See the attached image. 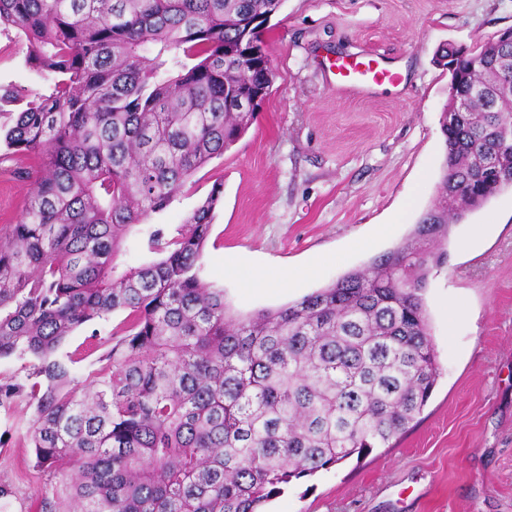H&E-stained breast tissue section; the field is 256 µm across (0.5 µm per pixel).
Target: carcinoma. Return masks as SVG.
Returning <instances> with one entry per match:
<instances>
[{
    "label": "carcinoma",
    "mask_w": 512,
    "mask_h": 512,
    "mask_svg": "<svg viewBox=\"0 0 512 512\" xmlns=\"http://www.w3.org/2000/svg\"><path fill=\"white\" fill-rule=\"evenodd\" d=\"M283 0H0L47 94L0 89L8 151L33 161L19 223L0 234V406L34 407L27 441L46 476L39 512H260L294 480L390 447L440 367L423 292L449 225L512 189V28L437 62L460 95L411 240L275 310L241 315L201 259L216 184L186 223L150 224L256 119L231 95L268 90V53L240 69L241 17ZM151 257L121 261L129 243ZM126 312L80 379L60 353L78 328Z\"/></svg>",
    "instance_id": "cac0c4a2"
}]
</instances>
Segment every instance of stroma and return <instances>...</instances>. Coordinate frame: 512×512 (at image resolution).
Returning a JSON list of instances; mask_svg holds the SVG:
<instances>
[{
	"instance_id": "stroma-1",
	"label": "stroma",
	"mask_w": 512,
	"mask_h": 512,
	"mask_svg": "<svg viewBox=\"0 0 512 512\" xmlns=\"http://www.w3.org/2000/svg\"><path fill=\"white\" fill-rule=\"evenodd\" d=\"M510 26L512 0H284L263 33L273 77L256 122L150 223H185L222 183L202 262L242 314L366 267L406 241L436 196L448 100L437 51ZM25 53L17 29L0 31V86L49 92L51 78ZM363 54L396 67L400 84L342 89L322 67ZM28 165L0 149V227L28 204ZM385 224L392 236L380 235ZM447 250L424 291L440 375L423 411L392 447L291 482L264 512H512V190L451 225ZM246 270L294 278L253 289ZM124 318L117 311L77 329L64 351L101 356ZM32 417L23 399L0 407L9 512H37L44 477L24 440Z\"/></svg>"
}]
</instances>
